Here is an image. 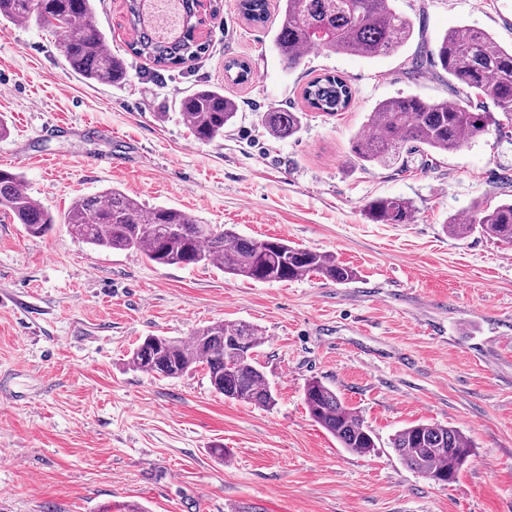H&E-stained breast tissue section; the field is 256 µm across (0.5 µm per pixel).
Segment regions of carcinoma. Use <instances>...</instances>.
Listing matches in <instances>:
<instances>
[{
  "label": "carcinoma",
  "mask_w": 512,
  "mask_h": 512,
  "mask_svg": "<svg viewBox=\"0 0 512 512\" xmlns=\"http://www.w3.org/2000/svg\"><path fill=\"white\" fill-rule=\"evenodd\" d=\"M178 27L163 37L153 19L145 18L142 0H126L132 41L130 50L159 67H176L206 50L197 30L198 0H176ZM239 12L257 25L269 14L268 0H239ZM274 45L288 69L300 64L311 48L375 58L398 51L413 35V23L398 13L392 0H279ZM33 21L54 25L62 37L70 66L86 79L118 84L126 79L124 61L112 54L98 26L93 0H0V21ZM433 66L448 74L455 98L425 101L397 96L379 102L367 120L366 134L355 139L352 151L359 162L405 166L404 155L416 149L428 155L456 151L462 142L512 125V48L501 46L489 33L469 26L453 27L431 51ZM485 98L506 123L475 104ZM307 106L334 116L347 111L354 91L347 80L324 75L303 88ZM180 115L191 135L201 142L224 137L237 115L236 103L224 91L202 86L179 102ZM263 121L275 138L297 133L301 118L288 109L273 108ZM0 211L23 225L32 236L52 232L56 219L24 186L21 174L0 169ZM377 223L408 224L414 217L410 201L379 197L365 206ZM69 234L109 250H135L160 266H217L224 273L256 282H282L318 274L340 284L353 281V268L336 256L288 244L277 238H245L230 228L200 224L185 212L147 206L112 188L97 196L76 199L64 218ZM446 232L464 239L478 232L512 245V201L478 208L465 220L453 216ZM259 330L246 322H216L193 330L187 339L148 336L133 350L128 364L147 374L179 378L200 367L211 388L224 398L271 408L276 396L260 369L255 349ZM304 401L313 418L341 447L367 455L376 447L372 430L348 408L336 391L318 380L304 388ZM399 459L410 469L442 484L454 482L473 455L471 440L459 429L418 423L392 438Z\"/></svg>",
  "instance_id": "carcinoma-1"
}]
</instances>
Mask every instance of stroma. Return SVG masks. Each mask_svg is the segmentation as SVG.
<instances>
[{
  "label": "stroma",
  "mask_w": 512,
  "mask_h": 512,
  "mask_svg": "<svg viewBox=\"0 0 512 512\" xmlns=\"http://www.w3.org/2000/svg\"><path fill=\"white\" fill-rule=\"evenodd\" d=\"M414 24L395 54L366 59L313 50L285 70L278 24L248 23L238 0L208 18L202 58L163 69L134 56L124 0H95L99 26L128 77L86 80L52 27L0 23V169L20 173L57 223L27 235L0 213V512H512V248L448 235L449 217L512 200V136L408 155L406 170L352 155L381 100L452 96L448 77L413 58L468 25L512 47V0H393ZM247 61L243 84L225 62ZM346 78L352 107L310 110L302 89ZM203 85L238 108L221 140H194L179 102ZM300 113L272 137L268 108ZM57 123L65 129L42 136ZM117 187L248 238L332 253L356 278L258 283L214 266H157L134 250L73 238L72 202ZM377 197L411 202L407 224L369 220ZM217 321L257 326L256 358L273 408L215 393L203 369L178 379L128 364L148 336L186 337ZM313 379L373 430L369 455L340 448L303 399ZM461 429L475 454L440 486L391 445L417 423Z\"/></svg>",
  "instance_id": "stroma-1"
}]
</instances>
